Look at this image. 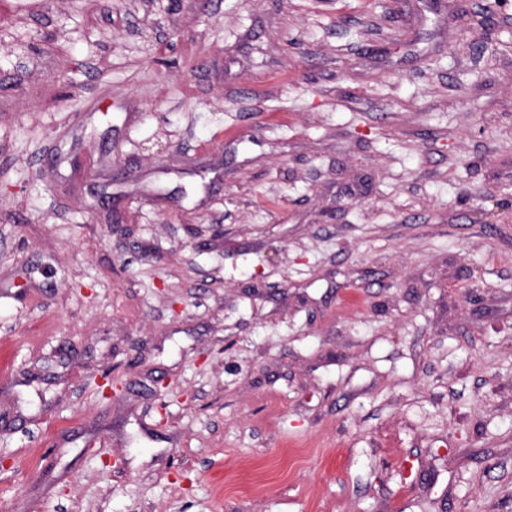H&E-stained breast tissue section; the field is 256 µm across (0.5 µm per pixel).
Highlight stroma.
Listing matches in <instances>:
<instances>
[{"instance_id":"35a3bbf8","label":"stroma","mask_w":512,"mask_h":512,"mask_svg":"<svg viewBox=\"0 0 512 512\" xmlns=\"http://www.w3.org/2000/svg\"><path fill=\"white\" fill-rule=\"evenodd\" d=\"M511 192L512 0H0V512H512Z\"/></svg>"}]
</instances>
